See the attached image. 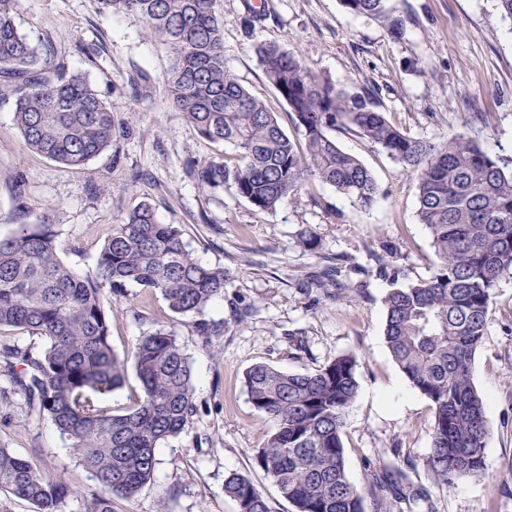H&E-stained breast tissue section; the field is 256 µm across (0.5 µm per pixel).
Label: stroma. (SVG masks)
I'll list each match as a JSON object with an SVG mask.
<instances>
[{
	"label": "stroma",
	"mask_w": 512,
	"mask_h": 512,
	"mask_svg": "<svg viewBox=\"0 0 512 512\" xmlns=\"http://www.w3.org/2000/svg\"><path fill=\"white\" fill-rule=\"evenodd\" d=\"M389 4L406 22L404 39L376 20L346 13L339 0H218L225 65L290 134L289 108L266 79L254 53L258 44L276 42L301 54L349 92L372 89L380 110L412 135L440 141L465 134L490 154L512 158V23L500 18L494 0ZM253 7L262 18L251 23ZM15 17L34 45L89 76L114 105L118 132L85 168H68L30 149L12 101L1 99L0 238L22 224H51L59 258L88 272L113 225L146 201L162 223L181 225L204 263L232 270L210 317H228L233 303L253 309L247 321L229 324L205 347L160 295L133 288L128 297L108 301L118 356H127L152 324L176 332L191 362L196 407L185 431L158 448L153 479L133 499L116 501L115 512H237L224 493L233 473L253 480L271 512H294L254 463L273 424L249 403L243 376L257 363L303 372L341 354L355 356L359 382L343 434L350 481L364 488L375 472L394 469L427 492L412 504L389 498L379 507L367 498L368 512H512V278H503L496 291L472 365L473 381L488 401L490 429L478 475L448 488L435 484L427 468L432 407L383 340L386 292L435 271L412 176L379 148L340 132V148L358 158L379 186L371 208L321 183L273 212L254 208L231 187L204 189L188 159L217 158L226 147L200 138L171 107L164 81L170 52L146 37L136 16L99 12L94 0H16ZM307 230L315 232L318 249L300 246ZM383 244L396 248L400 275L371 259ZM332 264L341 280L361 283V290L306 294L300 286L305 274ZM1 445L78 488L79 497L67 500L63 512H83L99 492L56 428L20 396L0 399Z\"/></svg>",
	"instance_id": "1"
}]
</instances>
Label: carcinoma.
<instances>
[{
  "instance_id": "cac0c4a2",
  "label": "carcinoma",
  "mask_w": 512,
  "mask_h": 512,
  "mask_svg": "<svg viewBox=\"0 0 512 512\" xmlns=\"http://www.w3.org/2000/svg\"><path fill=\"white\" fill-rule=\"evenodd\" d=\"M101 9L138 17L144 32L164 42L171 104L204 140L234 154L188 162L209 190L228 185L253 207L274 212L313 182L328 184L361 207L379 193L371 171L344 152L335 133L353 131L384 150L416 180L417 215L431 236L436 270L426 280L393 288L384 298V342L412 388L433 406L427 467L450 486L483 469L490 430L486 398L472 364L485 333L499 281L512 275V162L493 157L473 138L416 137L392 123L372 96L351 94L276 42L255 48L270 84L288 105L299 138L290 136L264 101L224 66V29L216 0H97ZM353 16L385 23L401 39L406 26L387 0H340ZM15 0H0V99L13 101L29 147L67 167L82 168L112 143L113 106L88 77L55 63L18 30ZM327 266L307 276L306 289H349ZM231 272L204 264L177 224H163L141 203L101 247L95 269L64 264L49 224H21L0 239V329L43 340L36 351L0 336V362L10 389L46 417L69 442L100 494L85 512H114L134 497L159 464L156 450L180 435L195 414L188 357L176 333L152 324L131 355L111 345L106 300L128 289L158 293L171 313L192 322L203 345L224 335L225 320L206 317L224 297ZM133 368L141 393L113 408L96 398L115 392ZM244 387L252 407L273 422L253 455L295 512H366L364 493L349 479L342 436L358 393L356 359L340 355L305 372L251 366ZM399 471L374 474L369 493L403 502L423 498ZM238 512H270L246 475L225 479ZM26 501L32 512H62L78 491L62 476L39 473L30 458L0 446V495Z\"/></svg>"
}]
</instances>
